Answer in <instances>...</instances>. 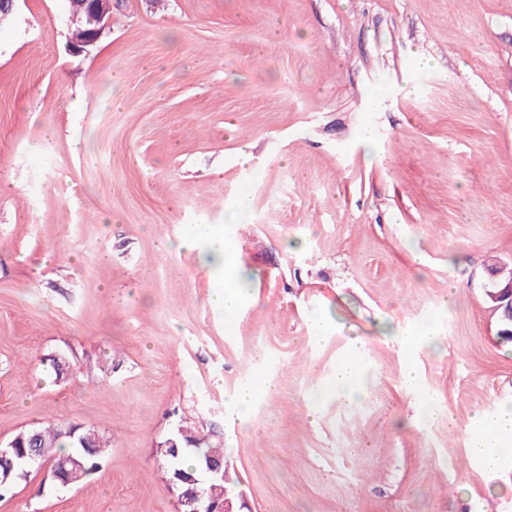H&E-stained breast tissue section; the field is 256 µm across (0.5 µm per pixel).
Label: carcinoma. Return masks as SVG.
Instances as JSON below:
<instances>
[{"instance_id":"obj_1","label":"carcinoma","mask_w":512,"mask_h":512,"mask_svg":"<svg viewBox=\"0 0 512 512\" xmlns=\"http://www.w3.org/2000/svg\"><path fill=\"white\" fill-rule=\"evenodd\" d=\"M495 316L499 337L502 341L512 343V323L503 319L502 311L490 304ZM17 453H31V443H36L40 454L54 462L67 461L74 457L80 462L74 475L76 483L83 482L91 474L98 471L100 461L109 448V441L94 429L62 422L43 423L37 428L22 431L12 438ZM179 454L169 455V449L160 448L158 452L166 458L171 467L183 473H192L199 467L200 460L210 456L214 459L224 458V448L210 446L203 439L184 431L178 436Z\"/></svg>"}]
</instances>
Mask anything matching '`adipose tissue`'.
Wrapping results in <instances>:
<instances>
[{"mask_svg": "<svg viewBox=\"0 0 512 512\" xmlns=\"http://www.w3.org/2000/svg\"><path fill=\"white\" fill-rule=\"evenodd\" d=\"M181 247L197 251L200 263L216 279L211 297L215 309L223 312L228 322H236L243 300V280L236 256L223 231L211 224L196 225L192 234L180 242ZM512 438V410L482 421L474 431L469 451L482 468L495 469L505 452L503 441Z\"/></svg>", "mask_w": 512, "mask_h": 512, "instance_id": "1", "label": "adipose tissue"}]
</instances>
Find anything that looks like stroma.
<instances>
[{"label": "stroma", "instance_id": "1", "mask_svg": "<svg viewBox=\"0 0 512 512\" xmlns=\"http://www.w3.org/2000/svg\"><path fill=\"white\" fill-rule=\"evenodd\" d=\"M72 28L67 0L0 23V443L65 421L112 446L0 512H176L156 449L183 424L252 512H512V455L467 451L512 406L483 288L512 264V0H116L87 57ZM195 224L246 276L234 329L162 246ZM356 350L361 405L331 389ZM273 388L270 380H265L261 386H244L238 389L233 396V405L236 418L241 423H247L250 419L251 407L254 404L258 392H269Z\"/></svg>", "mask_w": 512, "mask_h": 512}]
</instances>
